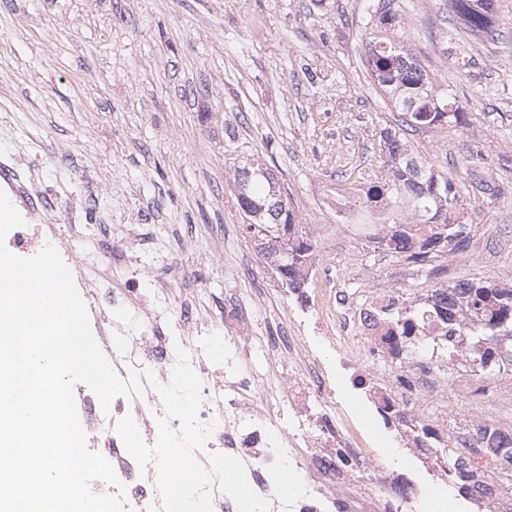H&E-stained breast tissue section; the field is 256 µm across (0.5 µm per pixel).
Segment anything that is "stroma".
Listing matches in <instances>:
<instances>
[{
    "label": "stroma",
    "instance_id": "obj_1",
    "mask_svg": "<svg viewBox=\"0 0 512 512\" xmlns=\"http://www.w3.org/2000/svg\"><path fill=\"white\" fill-rule=\"evenodd\" d=\"M394 35L465 124L405 133L411 149L462 188V216L476 225L467 251L437 258L448 279L512 286V0H494L490 38L461 26L453 0H397ZM378 0H0V164L45 201L31 224H84L69 248L106 262L102 224L141 226L129 283L168 276L235 305L254 301L257 335L285 319L317 335L259 259L235 198L243 155L274 170L317 242L316 268L360 303L373 292L421 299L425 272L375 249L336 221L355 189L381 176L380 132L399 114L370 77L366 44L381 25ZM392 363L365 354L336 370V397L368 447L391 445L422 493L447 512L469 506L428 455L396 432L373 436L376 400L356 373L386 380ZM419 415L463 416L512 430V393L477 375L469 397Z\"/></svg>",
    "mask_w": 512,
    "mask_h": 512
}]
</instances>
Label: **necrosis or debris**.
<instances>
[{"label":"necrosis or debris","instance_id":"4bbe7bcc","mask_svg":"<svg viewBox=\"0 0 512 512\" xmlns=\"http://www.w3.org/2000/svg\"><path fill=\"white\" fill-rule=\"evenodd\" d=\"M80 224H26L9 232L18 256L57 249L87 306L92 333L116 374L137 376L140 394L114 397L102 408L85 385L74 389L77 414L90 451L107 458L118 479H96L97 495H123L125 512H172L173 489L158 471L179 458L196 474L191 498L203 512H242L224 480L232 465L259 512H415L420 491L406 474L381 465L343 405L327 350L359 358L364 338L384 352L392 344L379 322L383 297L352 309L328 279L317 281L304 305L321 335L274 334L255 339L250 307L228 308L188 294L178 277L134 288L111 276L125 267L135 226L112 240V266L99 267L67 247ZM224 342V362L211 353ZM266 364L252 365L254 346ZM411 393L393 382L379 389L380 407L403 412L419 396L443 397L446 386L407 370ZM295 469L299 491L281 497L275 479Z\"/></svg>","mask_w":512,"mask_h":512}]
</instances>
